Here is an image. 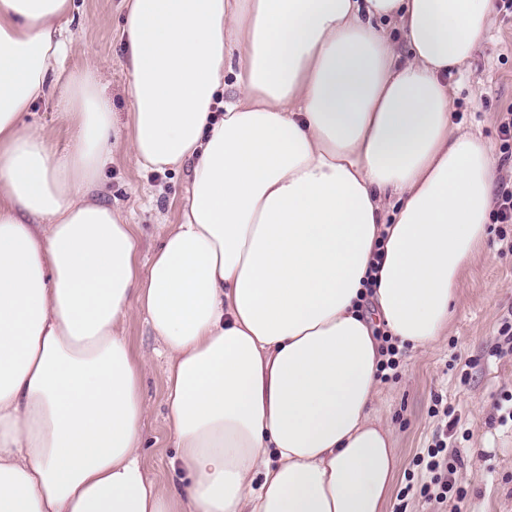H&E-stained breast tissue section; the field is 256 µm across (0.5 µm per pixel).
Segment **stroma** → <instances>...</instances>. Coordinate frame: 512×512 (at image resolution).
I'll use <instances>...</instances> for the list:
<instances>
[{"mask_svg": "<svg viewBox=\"0 0 512 512\" xmlns=\"http://www.w3.org/2000/svg\"><path fill=\"white\" fill-rule=\"evenodd\" d=\"M125 13L126 0H72L73 46L65 67L101 74L118 137L112 143V160L101 172L100 198L133 224L144 265L160 249L169 226L179 221L187 201L189 168H145L129 149L128 55L121 34ZM448 86L454 123L463 130L480 129L497 152V178L512 176V160L499 151L497 123L502 108L512 104V14L494 11L487 42L449 76ZM27 122L42 129L56 153L73 147L57 99L37 102ZM511 315L512 252L502 251L492 233L464 276L446 336L434 348L407 352L394 377L380 386L376 415L391 429L401 461L385 512H451L406 490L407 484L428 479L416 459L441 424L431 413L438 396L447 400L457 420L448 433V449L460 459L451 476L454 486L466 493L460 512H512V428L497 422L498 404L512 394V352L495 353L506 343L499 331ZM123 334L134 356L150 359L142 372L151 408L143 426V461L150 474L164 482L177 456L164 402L167 362L159 356L160 343L140 311L131 313Z\"/></svg>", "mask_w": 512, "mask_h": 512, "instance_id": "stroma-1", "label": "stroma"}]
</instances>
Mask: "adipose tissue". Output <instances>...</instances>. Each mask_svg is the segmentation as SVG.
I'll list each match as a JSON object with an SVG mask.
<instances>
[{
  "label": "adipose tissue",
  "mask_w": 512,
  "mask_h": 512,
  "mask_svg": "<svg viewBox=\"0 0 512 512\" xmlns=\"http://www.w3.org/2000/svg\"><path fill=\"white\" fill-rule=\"evenodd\" d=\"M493 10L127 0L130 150L191 166L142 270L98 197L112 103L64 68L70 0H0V512H384L400 461L376 332L436 345L487 238L496 158L452 125L448 75ZM51 97L77 130L64 155L23 120ZM135 308L169 363L165 483L120 330Z\"/></svg>",
  "instance_id": "1"
}]
</instances>
